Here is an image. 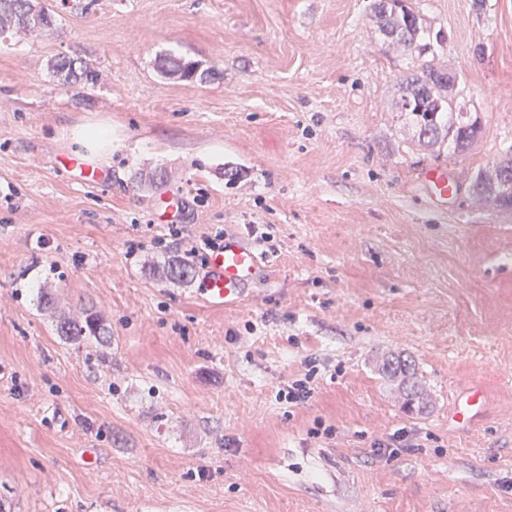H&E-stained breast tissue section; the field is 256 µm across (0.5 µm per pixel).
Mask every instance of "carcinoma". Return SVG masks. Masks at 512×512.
<instances>
[{
    "label": "carcinoma",
    "mask_w": 512,
    "mask_h": 512,
    "mask_svg": "<svg viewBox=\"0 0 512 512\" xmlns=\"http://www.w3.org/2000/svg\"><path fill=\"white\" fill-rule=\"evenodd\" d=\"M372 12L377 19L379 32L388 44L414 56L419 64L402 74L397 81L399 99L397 111L417 132L418 138L431 143H448L453 152L461 155L465 146L478 139L482 132L480 117L465 110L466 87L457 82L448 84L445 67L438 65L437 48L446 37L441 31L431 32L419 22V14L408 0H373ZM55 16L52 11L32 0H0V35L16 34L48 36L54 31ZM48 68L65 84L84 81L95 83L100 73L81 58L58 56L51 59ZM157 68L165 75L180 80L205 82L215 72L200 69L199 64L181 57L161 56ZM506 164H494L478 171L472 184L473 194L482 200L494 202L504 209L512 208V191L505 184L512 182V156ZM191 266L171 260L159 267L162 278L188 283L192 279ZM57 331L68 342L78 347L92 341L108 342L109 330L94 312L57 319ZM382 371L397 381L403 406L419 412L427 408V398L421 388L414 365L397 356L386 358Z\"/></svg>",
    "instance_id": "carcinoma-1"
}]
</instances>
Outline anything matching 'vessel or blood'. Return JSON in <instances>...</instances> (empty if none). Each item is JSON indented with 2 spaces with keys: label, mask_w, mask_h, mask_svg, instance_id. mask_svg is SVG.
Wrapping results in <instances>:
<instances>
[{
  "label": "vessel or blood",
  "mask_w": 512,
  "mask_h": 512,
  "mask_svg": "<svg viewBox=\"0 0 512 512\" xmlns=\"http://www.w3.org/2000/svg\"><path fill=\"white\" fill-rule=\"evenodd\" d=\"M423 177V187L430 199L445 200L454 190L445 166L429 167ZM261 266V257L245 239L227 234L222 246L211 254L198 292L211 308L235 307L258 278ZM484 406L480 387L472 384L455 399L448 417L457 426L468 429L479 420Z\"/></svg>",
  "instance_id": "b4317fda"
}]
</instances>
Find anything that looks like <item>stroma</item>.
I'll return each mask as SVG.
<instances>
[{
  "mask_svg": "<svg viewBox=\"0 0 512 512\" xmlns=\"http://www.w3.org/2000/svg\"><path fill=\"white\" fill-rule=\"evenodd\" d=\"M41 2L52 37L0 36L12 512H512V210L472 193L512 146V0H412L482 121L461 156L419 146L397 112L410 61L371 0ZM163 54L215 76L166 77ZM64 55L100 81L60 84ZM91 124L112 129L102 185L59 163ZM440 164L459 191L434 203L420 174ZM233 231L266 276L220 311L196 295L201 244ZM172 259L192 282L154 275ZM85 309L108 345L58 335ZM389 354L414 364L424 413L402 409ZM302 379L311 397L288 403ZM474 381L486 416L465 431L448 410ZM401 429L405 447L375 455Z\"/></svg>",
  "mask_w": 512,
  "mask_h": 512,
  "instance_id": "35a3bbf8",
  "label": "stroma"
}]
</instances>
